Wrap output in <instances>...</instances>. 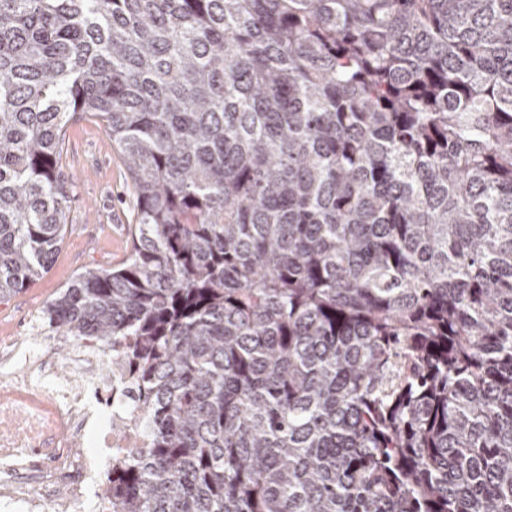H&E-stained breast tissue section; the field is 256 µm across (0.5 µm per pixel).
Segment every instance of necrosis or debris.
<instances>
[{"label":"necrosis or debris","instance_id":"obj_1","mask_svg":"<svg viewBox=\"0 0 512 512\" xmlns=\"http://www.w3.org/2000/svg\"><path fill=\"white\" fill-rule=\"evenodd\" d=\"M68 377L52 376L54 348L0 336V507L5 512H112L92 490L105 462L131 455L142 410L129 401L124 359L74 340ZM108 368L98 377L99 368Z\"/></svg>","mask_w":512,"mask_h":512}]
</instances>
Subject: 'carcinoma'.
I'll list each match as a JSON object with an SVG mask.
<instances>
[{
  "mask_svg": "<svg viewBox=\"0 0 512 512\" xmlns=\"http://www.w3.org/2000/svg\"><path fill=\"white\" fill-rule=\"evenodd\" d=\"M77 114L139 211L39 322L133 373L112 512H512V0H0V301Z\"/></svg>",
  "mask_w": 512,
  "mask_h": 512,
  "instance_id": "carcinoma-1",
  "label": "carcinoma"
}]
</instances>
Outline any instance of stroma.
<instances>
[{
	"label": "stroma",
	"mask_w": 512,
	"mask_h": 512,
	"mask_svg": "<svg viewBox=\"0 0 512 512\" xmlns=\"http://www.w3.org/2000/svg\"><path fill=\"white\" fill-rule=\"evenodd\" d=\"M59 169L70 180V223L50 272L0 303V334L31 344L50 343L37 317L78 272L123 263L131 249L136 196L123 158L104 126L90 119L68 124Z\"/></svg>",
	"instance_id": "35a3bbf8"
}]
</instances>
